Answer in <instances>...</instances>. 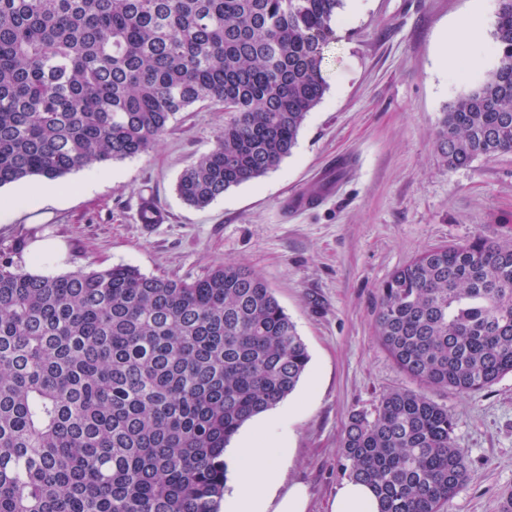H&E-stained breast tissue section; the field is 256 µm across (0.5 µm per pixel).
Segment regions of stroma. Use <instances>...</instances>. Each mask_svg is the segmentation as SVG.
Instances as JSON below:
<instances>
[{"label": "stroma", "mask_w": 512, "mask_h": 512, "mask_svg": "<svg viewBox=\"0 0 512 512\" xmlns=\"http://www.w3.org/2000/svg\"><path fill=\"white\" fill-rule=\"evenodd\" d=\"M473 7L342 0L322 63L328 89L278 168L206 208L185 204L178 178L224 128L223 104L200 101L147 153L73 171L62 179L68 192L19 209L0 227V257L25 266L35 225L63 242L68 273L126 264L192 281L234 262L257 274L310 355L294 390L305 401L291 418L283 482L306 486L308 512H330L346 479L340 446L349 416L375 414L383 395L417 386L380 342L382 285L425 249L512 238V152L450 171L435 146L444 109L473 87L472 76L440 62L449 29ZM349 155L355 166L322 205L284 211L292 193L315 188ZM145 200L165 212V223H139ZM431 396L453 416L472 473L442 512H499L512 490V373L479 391Z\"/></svg>", "instance_id": "35a3bbf8"}]
</instances>
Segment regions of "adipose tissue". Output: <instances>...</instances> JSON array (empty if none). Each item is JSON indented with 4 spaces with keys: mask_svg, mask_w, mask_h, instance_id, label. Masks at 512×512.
Segmentation results:
<instances>
[{
    "mask_svg": "<svg viewBox=\"0 0 512 512\" xmlns=\"http://www.w3.org/2000/svg\"><path fill=\"white\" fill-rule=\"evenodd\" d=\"M484 40V19L474 12L450 32L444 58L451 66L464 68L467 49ZM292 410L283 407L259 421L227 454L237 469L235 481L224 492V512H306L303 486H291L280 493L283 467L292 456L285 448Z\"/></svg>",
    "mask_w": 512,
    "mask_h": 512,
    "instance_id": "obj_1",
    "label": "adipose tissue"
}]
</instances>
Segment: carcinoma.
Returning a JSON list of instances; mask_svg holds the SVG:
<instances>
[{"label":"carcinoma","mask_w":512,"mask_h":512,"mask_svg":"<svg viewBox=\"0 0 512 512\" xmlns=\"http://www.w3.org/2000/svg\"><path fill=\"white\" fill-rule=\"evenodd\" d=\"M342 0H0V187L152 149L176 114L225 106L177 183L205 208L291 154L324 98ZM497 63L442 112L448 170L512 151V0ZM381 344L430 388L512 373V239L422 251L380 291ZM296 324L226 262L186 282L127 265L36 277L0 259V512H220L224 450L296 388ZM448 408L417 390L351 416L348 477L379 512H441L471 479Z\"/></svg>","instance_id":"carcinoma-1"}]
</instances>
